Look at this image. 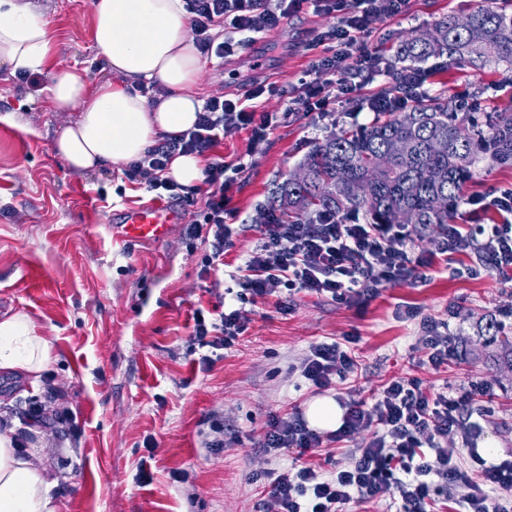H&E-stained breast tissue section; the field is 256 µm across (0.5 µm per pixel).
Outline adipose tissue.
<instances>
[{"instance_id": "obj_1", "label": "adipose tissue", "mask_w": 512, "mask_h": 512, "mask_svg": "<svg viewBox=\"0 0 512 512\" xmlns=\"http://www.w3.org/2000/svg\"><path fill=\"white\" fill-rule=\"evenodd\" d=\"M94 42L111 73L88 89L83 73L56 74L46 88L53 111L73 113L55 141L74 171H123L166 135L191 129L202 102V72L189 36L184 0H94ZM48 23L33 0H0V67L10 74L43 68L51 53ZM164 86L152 97L151 82ZM54 339L23 312L0 315V371L38 384L52 362ZM15 428L0 430V512H59L58 474L35 452H21Z\"/></svg>"}]
</instances>
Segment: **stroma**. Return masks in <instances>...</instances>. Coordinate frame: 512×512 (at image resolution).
<instances>
[{"mask_svg":"<svg viewBox=\"0 0 512 512\" xmlns=\"http://www.w3.org/2000/svg\"><path fill=\"white\" fill-rule=\"evenodd\" d=\"M93 0H34L50 24L54 50L42 79L64 70L84 72L89 88L108 75L93 41ZM479 0H410L406 15L377 22L371 49L387 61L405 35L426 30ZM332 17L300 13L263 35L244 33L224 63L204 62L198 98L244 93L252 83L279 87L261 98L267 111L285 108L309 59V43ZM428 92L462 96L475 114L512 105V74L476 71L430 59ZM0 71V312L27 313L57 343L49 373L65 384L71 423L56 425L47 446L66 470L55 490L60 512H265L264 487L273 464L257 443L272 417L306 411L316 394L292 364L319 343L344 341L358 361L336 381L331 397L373 401L398 377L419 378L441 391L486 385L477 396L486 459L512 457V371L500 368L477 325L512 307V281L492 273L469 275L475 256H437L421 280L379 288L361 307L300 293L289 312L275 299L248 306L247 329L207 371L188 351L195 309H211L232 272L259 243L274 191L294 175L311 148L339 127L369 124L360 102L337 105L332 120L301 118L274 129L233 186V248L201 278L202 250L185 243L202 194L181 203L182 219L166 239L150 245L111 238L108 212L153 198L143 185L104 168L78 173L57 156L54 142L69 116L52 111L43 91H18ZM27 113L30 130L6 122ZM448 325L460 354L435 371L426 362L422 322ZM224 417V446L203 441L216 415ZM186 474L185 482L173 479ZM257 481H247V474Z\"/></svg>","mask_w":512,"mask_h":512,"instance_id":"1","label":"stroma"}]
</instances>
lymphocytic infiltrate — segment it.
Returning <instances> with one entry per match:
<instances>
[{"label": "lymphocytic infiltrate", "instance_id": "lymphocytic-infiltrate-1", "mask_svg": "<svg viewBox=\"0 0 512 512\" xmlns=\"http://www.w3.org/2000/svg\"><path fill=\"white\" fill-rule=\"evenodd\" d=\"M185 4L197 48L216 59L235 55L240 47L236 34L273 31L304 6L336 17L335 24L313 42L308 68L289 91L283 111H261L254 104L263 94H277L271 84H252L244 95L233 98H208L192 129L163 137L143 158L129 164V179L145 185L156 197L182 201L184 187L165 175L172 156L208 158L200 186L205 204L188 232L189 241H200L207 248L201 267L206 277L234 246L229 222L238 212L229 192L248 166L241 156L230 161L215 156L225 132L249 130V150L254 153L271 130L295 116L322 120L334 116L337 103L357 97L371 77L382 72L383 60L369 49L367 40L377 21L405 11L409 0H185ZM223 30L228 33L224 39L219 36ZM404 81L406 97L373 95L366 101L368 111L398 112L426 94L424 70H407ZM459 206L469 217L479 218L492 209L504 220L478 223L472 229L454 222L441 225L432 255L413 251L415 234L407 224H363L331 212L302 224H287L279 214L269 212L266 222L257 227L259 244L245 255L223 297L211 309L193 313L188 347L199 352V367L210 370L214 353L235 345L247 329L244 304L260 299L276 298L283 311L291 296L301 292L357 306L380 287L420 278L437 254L451 257L476 251L480 270L511 278L512 186L462 196ZM355 366L349 347L335 341L313 346L299 369L309 385L323 392ZM487 392L484 385L473 384L431 393L420 379L404 377L386 384L373 402L348 401L342 424L333 432L309 428L297 413L272 418L259 445L274 456L284 449L303 455L327 442L353 441L366 431L373 437L364 447L352 449L334 471L312 466L277 471L269 484L268 512H342L355 501L387 498L400 500L402 512H427L430 501L452 497L461 482L469 486L462 512H512V498L507 495L512 489V460L495 463L481 455L478 441L483 428L470 415L476 396ZM62 395V387L50 385L45 399L30 402L22 423L46 428L53 422H70L71 413L60 402ZM451 436L467 449L475 464L472 473H464L445 448Z\"/></svg>", "mask_w": 512, "mask_h": 512}]
</instances>
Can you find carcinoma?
I'll list each match as a JSON object with an SVG mask.
<instances>
[{"mask_svg": "<svg viewBox=\"0 0 512 512\" xmlns=\"http://www.w3.org/2000/svg\"><path fill=\"white\" fill-rule=\"evenodd\" d=\"M444 56L478 69H511L512 13L481 6L462 18L450 16L407 36L396 59L403 70ZM436 139L447 145L442 154L431 149ZM395 141L405 151L390 157L386 151ZM481 153L498 166H512V108L493 112L486 134L460 117L455 99L426 96L402 112L376 113L366 128L327 136L304 162L308 179L291 178L279 187L273 210L292 223L323 210L360 213L367 224H410L418 239L431 241L452 216ZM439 195L448 200L441 209L434 205ZM481 333L496 346L498 365L512 370V336L491 318Z\"/></svg>", "mask_w": 512, "mask_h": 512, "instance_id": "cac0c4a2", "label": "carcinoma"}]
</instances>
